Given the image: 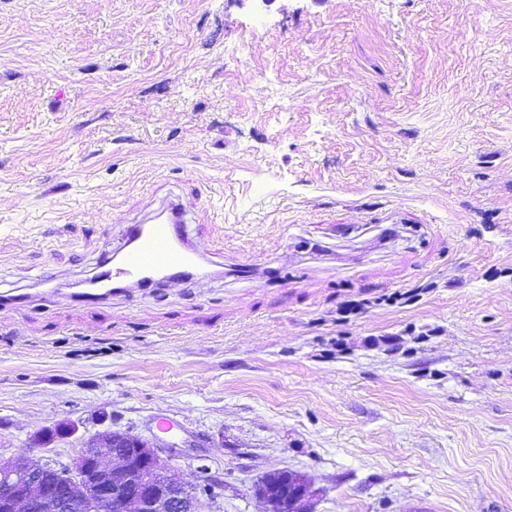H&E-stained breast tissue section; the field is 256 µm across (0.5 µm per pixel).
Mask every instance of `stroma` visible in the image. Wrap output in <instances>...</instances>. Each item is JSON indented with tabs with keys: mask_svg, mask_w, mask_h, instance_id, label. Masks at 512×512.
Listing matches in <instances>:
<instances>
[{
	"mask_svg": "<svg viewBox=\"0 0 512 512\" xmlns=\"http://www.w3.org/2000/svg\"><path fill=\"white\" fill-rule=\"evenodd\" d=\"M169 194L211 279L72 297ZM46 276L0 460L165 419L203 512H512V0H0V290ZM283 476L271 479V474L259 481L253 489L254 495L270 504L274 510L271 512H299L302 502L309 494V484L301 474L278 471ZM291 474V475H290ZM290 483V486L288 485Z\"/></svg>",
	"mask_w": 512,
	"mask_h": 512,
	"instance_id": "1",
	"label": "stroma"
}]
</instances>
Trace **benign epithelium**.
Masks as SVG:
<instances>
[{
    "label": "benign epithelium",
    "mask_w": 512,
    "mask_h": 512,
    "mask_svg": "<svg viewBox=\"0 0 512 512\" xmlns=\"http://www.w3.org/2000/svg\"><path fill=\"white\" fill-rule=\"evenodd\" d=\"M177 444L161 447L129 430L107 428L83 441L67 463H46L29 457L0 463L4 491L0 512H201V497L214 499L224 481L207 477L191 484L171 471L165 456ZM19 473L23 480L12 475ZM273 512H299L309 484L298 473L268 476L253 489Z\"/></svg>",
    "instance_id": "1"
}]
</instances>
